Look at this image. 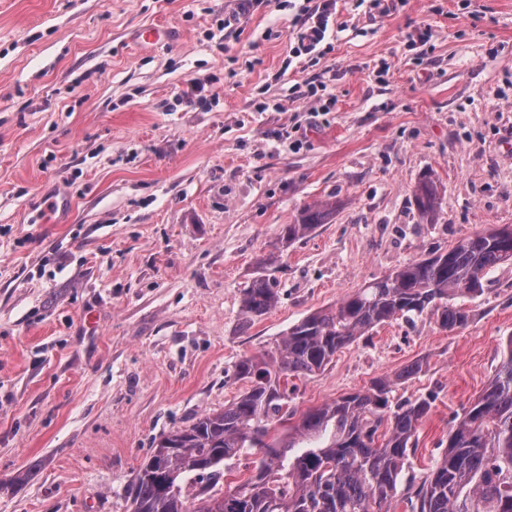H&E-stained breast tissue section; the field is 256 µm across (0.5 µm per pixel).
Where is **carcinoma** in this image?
Here are the masks:
<instances>
[{
  "mask_svg": "<svg viewBox=\"0 0 512 512\" xmlns=\"http://www.w3.org/2000/svg\"><path fill=\"white\" fill-rule=\"evenodd\" d=\"M414 202L434 221L442 198L431 177L419 181ZM334 211L331 200L302 207L294 223L281 228V247L327 223ZM509 261L511 238L495 227L476 232L447 251L398 267L333 308L308 314L261 354L242 357L235 377L244 390L224 409L160 436L127 485L131 512H388L431 408L420 398L389 412V393L421 363L299 415L288 408V377L323 371L342 348L399 318L430 314L445 330L465 326L469 314L457 300L481 293L488 272ZM278 264L274 254L261 258L260 274L241 290L245 322L278 303L272 276ZM279 426L283 436L267 442ZM253 448L262 457L247 478L235 488H218L225 462ZM409 503L411 512H512V337L493 378L464 411L448 435V450Z\"/></svg>",
  "mask_w": 512,
  "mask_h": 512,
  "instance_id": "cac0c4a2",
  "label": "carcinoma"
}]
</instances>
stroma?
I'll list each match as a JSON object with an SVG mask.
<instances>
[{"mask_svg": "<svg viewBox=\"0 0 512 512\" xmlns=\"http://www.w3.org/2000/svg\"><path fill=\"white\" fill-rule=\"evenodd\" d=\"M236 7L0 0V512H130L155 441L231 402L241 357L406 262L512 225V0H397L375 20L340 0L345 29L312 67L288 60L297 9L259 0L223 29ZM149 24L175 39L136 42ZM326 72L336 105L317 114L294 89ZM195 83L206 106L182 100ZM426 175L444 192L431 224L413 199ZM58 191L72 207L43 221ZM325 199L329 223L282 256L277 305L244 322L259 259ZM464 305L466 327L392 321L288 380L302 412L421 362L390 395L432 408L389 512H410L408 486L499 365L512 262Z\"/></svg>", "mask_w": 512, "mask_h": 512, "instance_id": "1", "label": "stroma"}]
</instances>
